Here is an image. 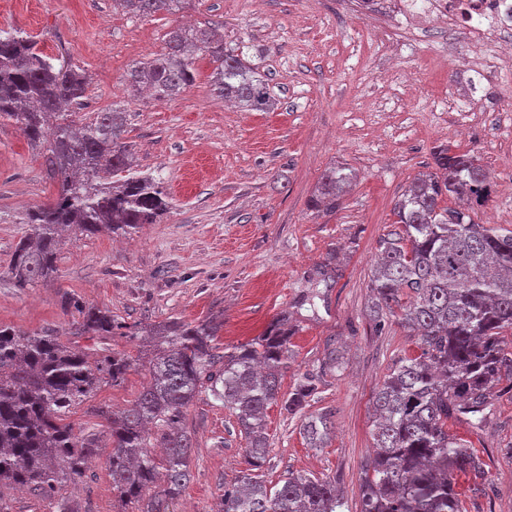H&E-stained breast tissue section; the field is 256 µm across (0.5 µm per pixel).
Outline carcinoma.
Returning a JSON list of instances; mask_svg holds the SVG:
<instances>
[{
  "label": "carcinoma",
  "instance_id": "1",
  "mask_svg": "<svg viewBox=\"0 0 512 512\" xmlns=\"http://www.w3.org/2000/svg\"><path fill=\"white\" fill-rule=\"evenodd\" d=\"M117 2L145 16L174 14L189 0ZM201 55L217 63L213 85L224 99L245 111L271 109L266 84L205 27H174L164 51L127 70L126 89L171 100L194 83ZM87 88L78 67L58 66L30 37L0 31V118L45 145L46 169L60 182L53 202L27 214L28 230L9 268L18 288L55 276L62 231L131 236L168 210L160 183L136 168L124 109L114 106L84 125L70 119ZM434 164L396 200L399 228L379 240L370 279L374 326L395 318L418 336L421 354L398 358L374 396V450L359 486L360 512H460L455 477L467 476L469 491L478 496L487 470L470 442L449 434L448 421L481 429L492 390L504 381L512 388V345L504 336L512 330V231L477 221L492 182L473 154L441 145ZM352 182L342 166L325 170L311 208H336ZM448 198L460 205H445ZM64 306L78 313L81 334L107 339L119 329L108 310L74 298ZM221 327L214 319H173L146 333L156 350L150 382L131 405L107 418L112 495L136 512H169L191 477L193 439L183 427L184 410L208 393L236 418L250 466L224 487L217 512H343L334 479L290 472L277 487L257 474L269 455V407L299 417L300 433L312 448L324 447L330 434L328 413L305 412L317 377L306 373L290 391H281L293 357L291 317L277 315L263 335L230 350L216 342ZM131 367L121 351L92 361L52 331L0 326V512H9L4 490L13 485L40 489L49 512H75L61 490L83 477L101 437L75 433L63 417L101 386L122 383ZM156 443L165 449L160 462L151 452Z\"/></svg>",
  "mask_w": 512,
  "mask_h": 512
}]
</instances>
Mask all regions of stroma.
<instances>
[{
	"label": "stroma",
	"mask_w": 512,
	"mask_h": 512,
	"mask_svg": "<svg viewBox=\"0 0 512 512\" xmlns=\"http://www.w3.org/2000/svg\"><path fill=\"white\" fill-rule=\"evenodd\" d=\"M398 20L384 4L363 18L349 0H193L180 14L148 16L128 14L114 0H0V31L25 32L45 54L85 71L78 119L115 104L129 112L134 158L170 202L158 223L129 238L65 235L55 278L15 287L8 265L28 229L26 215L55 199L59 183L46 171L42 147L0 121V325L52 329L69 347L94 355L109 346L134 361L122 384L101 387L67 415L75 431L103 432L95 409H123L146 386L148 359L132 330L215 317L224 323L220 343L233 347L294 312L293 359L281 388L318 373L309 410L331 411L333 434L325 447H309L299 419L269 408L262 475L272 485L292 471L336 478L344 512H360L375 392L398 357L420 353L417 337L398 321L387 320L378 334L366 314L395 200L432 170L436 147L445 145L477 156L492 178L479 222L512 229V68L489 81L474 78L458 63L473 54L467 35L444 26L393 44L375 39L372 25L391 28ZM193 23L217 29L225 48L265 79L273 110L245 112L225 102L205 55L195 61L193 85L173 100L127 92V70L161 53L171 27ZM333 166L356 179L336 210H313L318 181ZM331 257L340 276L329 286L322 273ZM66 293L110 310L124 334L105 341L77 335V312L62 306ZM332 350L341 367L321 372ZM184 426L194 443L191 480L170 510L216 512L225 485L247 468L246 439L234 416L205 394L186 408ZM449 429L489 470L482 496L459 478L462 512H512V389L500 385L483 433L462 423ZM63 492L79 512L120 509L102 454Z\"/></svg>",
	"instance_id": "stroma-1"
}]
</instances>
